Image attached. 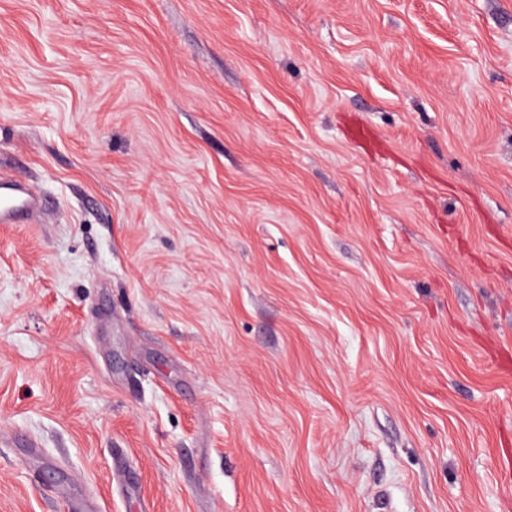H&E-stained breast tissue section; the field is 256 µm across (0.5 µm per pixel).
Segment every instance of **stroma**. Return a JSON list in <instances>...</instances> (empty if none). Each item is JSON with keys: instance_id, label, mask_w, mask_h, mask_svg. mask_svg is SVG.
Listing matches in <instances>:
<instances>
[{"instance_id": "35a3bbf8", "label": "stroma", "mask_w": 512, "mask_h": 512, "mask_svg": "<svg viewBox=\"0 0 512 512\" xmlns=\"http://www.w3.org/2000/svg\"><path fill=\"white\" fill-rule=\"evenodd\" d=\"M0 173V512H512V0H0ZM40 207L38 196L13 178L0 174V223L29 224Z\"/></svg>"}]
</instances>
